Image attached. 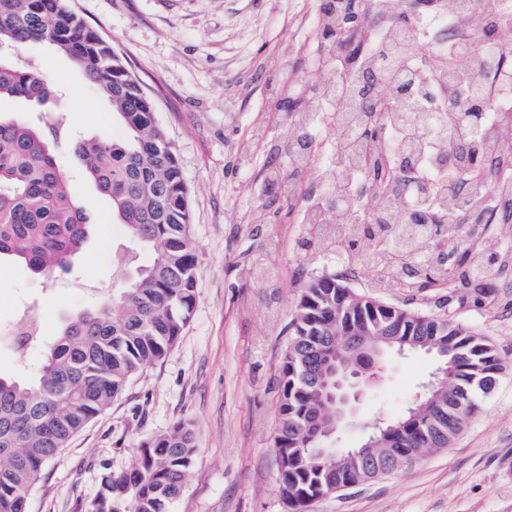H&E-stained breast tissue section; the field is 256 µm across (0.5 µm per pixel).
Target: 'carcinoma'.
I'll list each match as a JSON object with an SVG mask.
<instances>
[{"label": "carcinoma", "mask_w": 512, "mask_h": 512, "mask_svg": "<svg viewBox=\"0 0 512 512\" xmlns=\"http://www.w3.org/2000/svg\"><path fill=\"white\" fill-rule=\"evenodd\" d=\"M367 0H345L340 14L326 9L320 29L324 55L343 41L345 73L318 87L288 90L290 106L285 134L303 142L299 171L315 167L316 148L307 137L310 114L306 108L328 105L345 112L359 100L362 140H376L368 130L385 134L390 128L413 132L411 109L434 90L443 89L458 57L441 56L430 79L419 81L388 65L393 42L403 51L425 55L432 48L417 42L411 28L399 21L385 37L368 22ZM503 28L499 13L482 16L479 27L484 52L474 73L483 71L487 51L496 54L501 43L489 39ZM49 45L66 56L85 81L107 102L125 135L119 139L75 138L61 111L40 126L18 113L0 114V258L24 264L33 274L51 277L70 264L89 237V207L75 199L61 170L57 149L67 148L79 160L99 194L112 204L116 220L129 240L132 273L112 299L68 315L61 334L48 346L39 375L30 381L0 376V512H27L24 494L36 486L46 462L92 420L108 409L133 378L166 357L182 335L196 304L198 276L196 242L191 232L189 192L179 157L153 112L151 100L140 93L137 78L120 54L98 30L89 26L67 0H0V99L19 100L40 108L61 89L30 62L20 58L30 44ZM469 84L474 108L433 115L423 139L439 133L437 153H448L472 180L464 192L452 189L433 205L432 189L414 190L415 211L399 216L398 190L383 184L394 176L379 171L368 215L343 208L337 219L348 229L342 234L348 252L365 240L396 241L383 257L385 269L407 268L425 247L424 238L404 236L398 221H439L453 225L452 237L470 246L462 219L471 203L489 190L486 162L490 146L473 140L460 129L475 123L489 109L484 96ZM362 162L359 155L343 154L325 173L332 185L346 178ZM395 325L408 343L428 340L448 347V382L437 394L436 411L429 419L397 435L392 443L390 471L408 466L435 447L440 439L453 440L490 393L505 365L492 340L439 314H418L382 302L350 287L333 273L312 277L297 299L292 335L280 368L278 415L282 438L274 447L279 460L280 495L288 512H308L313 501L333 487H345L367 478L366 466L321 456L306 417L321 408L324 396L313 381L324 341L329 336L352 338L375 335ZM197 448L191 424L179 422L146 440L139 458L126 472L110 474L93 502L94 512H170L189 477Z\"/></svg>", "instance_id": "1"}]
</instances>
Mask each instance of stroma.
I'll return each mask as SVG.
<instances>
[{
	"mask_svg": "<svg viewBox=\"0 0 512 512\" xmlns=\"http://www.w3.org/2000/svg\"><path fill=\"white\" fill-rule=\"evenodd\" d=\"M110 40L154 99L157 119L180 158L198 246L197 302L165 359L44 467L28 512H88L103 480L129 469L145 440L192 423L191 475L171 512H284L274 439L279 367L295 303L310 278L350 264L339 245L305 247L306 200L320 182L297 174L281 148L279 103L296 81L321 84L312 64L323 0H69ZM39 72L64 83L68 125L87 137L120 136L111 108L62 54L42 44L23 51ZM61 167L72 192L94 199L93 232L74 272L53 279L0 261V323L31 306L39 343L18 359L0 343V374L34 375L41 349L64 316L123 287L129 271L112 252L125 236L108 200L80 172ZM279 170L286 194L269 180ZM358 291L421 313L443 312L488 336L505 370L480 412L446 448L401 471L314 502L310 512H512V273L477 282L466 269L423 286L377 285L368 271L349 277ZM422 353L392 356L360 415L394 419L431 377Z\"/></svg>",
	"mask_w": 512,
	"mask_h": 512,
	"instance_id": "obj_1",
	"label": "stroma"
}]
</instances>
